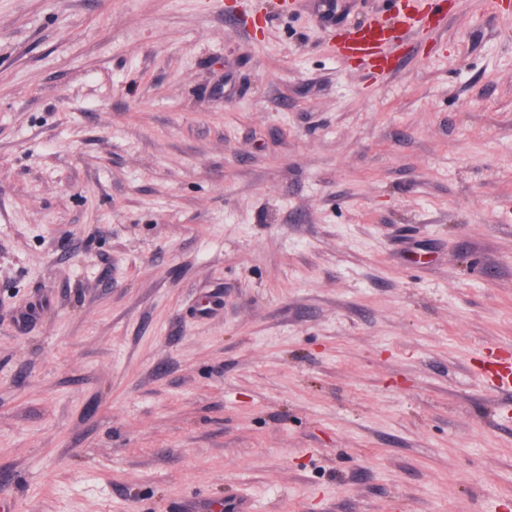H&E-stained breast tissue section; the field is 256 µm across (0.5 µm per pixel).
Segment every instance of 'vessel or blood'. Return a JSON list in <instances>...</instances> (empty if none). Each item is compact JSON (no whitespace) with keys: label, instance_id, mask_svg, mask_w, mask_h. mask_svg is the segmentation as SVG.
I'll use <instances>...</instances> for the list:
<instances>
[{"label":"vessel or blood","instance_id":"b4317fda","mask_svg":"<svg viewBox=\"0 0 512 512\" xmlns=\"http://www.w3.org/2000/svg\"><path fill=\"white\" fill-rule=\"evenodd\" d=\"M392 19L389 25L375 22L354 28L333 46V53L337 58H356L379 69L388 67L391 61L388 51L392 43V27L410 29L419 23L405 0H397Z\"/></svg>","mask_w":512,"mask_h":512}]
</instances>
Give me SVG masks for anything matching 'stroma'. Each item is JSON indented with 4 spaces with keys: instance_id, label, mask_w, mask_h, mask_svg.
<instances>
[{
    "instance_id": "1",
    "label": "stroma",
    "mask_w": 512,
    "mask_h": 512,
    "mask_svg": "<svg viewBox=\"0 0 512 512\" xmlns=\"http://www.w3.org/2000/svg\"><path fill=\"white\" fill-rule=\"evenodd\" d=\"M440 7L0 0L11 512H512V0ZM391 30L393 27L385 23H368L351 30L331 50L338 59L357 58L372 67L385 69L391 61L388 54Z\"/></svg>"
}]
</instances>
